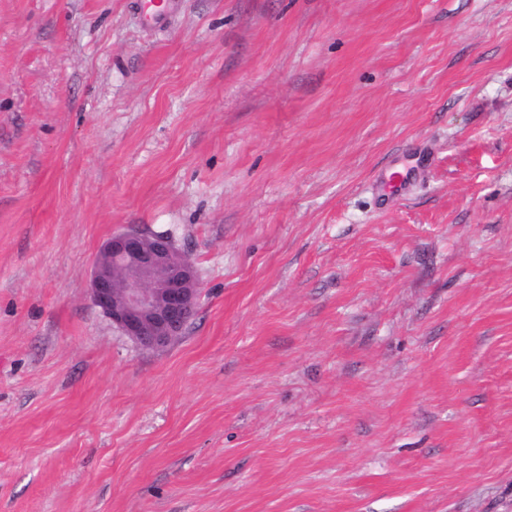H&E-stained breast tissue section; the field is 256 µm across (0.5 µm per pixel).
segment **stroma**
Segmentation results:
<instances>
[{
    "instance_id": "stroma-1",
    "label": "stroma",
    "mask_w": 512,
    "mask_h": 512,
    "mask_svg": "<svg viewBox=\"0 0 512 512\" xmlns=\"http://www.w3.org/2000/svg\"><path fill=\"white\" fill-rule=\"evenodd\" d=\"M0 512H512V0H0ZM89 297L125 336L162 349L193 319L197 270L168 234L123 230L108 238L90 269Z\"/></svg>"
}]
</instances>
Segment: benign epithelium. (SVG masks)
<instances>
[{
    "label": "benign epithelium",
    "mask_w": 512,
    "mask_h": 512,
    "mask_svg": "<svg viewBox=\"0 0 512 512\" xmlns=\"http://www.w3.org/2000/svg\"><path fill=\"white\" fill-rule=\"evenodd\" d=\"M199 294L194 264L167 234L116 232L91 264L92 303L146 349L165 348L182 336Z\"/></svg>",
    "instance_id": "obj_1"
}]
</instances>
